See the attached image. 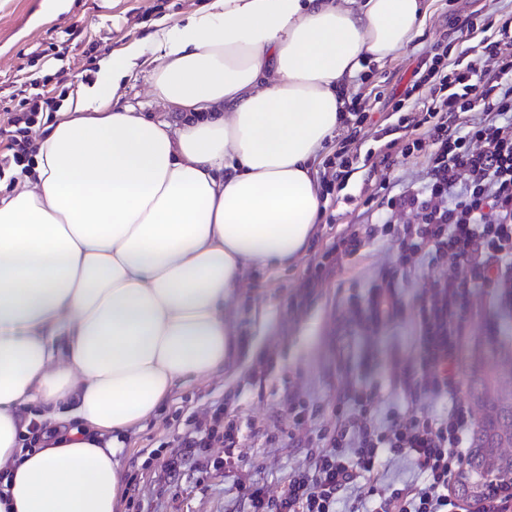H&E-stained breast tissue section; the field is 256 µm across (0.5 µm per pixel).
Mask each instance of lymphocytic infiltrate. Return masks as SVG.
<instances>
[{
  "mask_svg": "<svg viewBox=\"0 0 512 512\" xmlns=\"http://www.w3.org/2000/svg\"><path fill=\"white\" fill-rule=\"evenodd\" d=\"M481 51L449 56L436 44L423 57L404 92L410 106L397 128L425 129L426 140L406 143V152L433 149L425 176L395 187L381 175L378 217L372 224L340 230L315 274L299 285L310 303L340 259L372 239L398 253L397 264H382L341 310L346 334L378 332L405 319L416 325L417 356L393 365L404 398L448 400L445 413L377 406L370 395L345 384L336 400V423L310 428L314 403L288 394L289 440L306 448L308 463L292 471L278 497L256 480L236 481L248 512H457L453 488L469 456L474 417L457 401L459 352L474 330L500 336L512 318V12L486 16ZM34 111L12 112L0 124V177L23 161L15 147L34 124ZM442 274L411 301L401 281L422 266ZM182 452L166 468L178 475L197 462L200 449L223 443L225 464L239 461L245 437L234 419L223 434L197 420L178 435ZM407 460L418 471L409 482L386 478L389 463Z\"/></svg>",
  "mask_w": 512,
  "mask_h": 512,
  "instance_id": "lymphocytic-infiltrate-1",
  "label": "lymphocytic infiltrate"
}]
</instances>
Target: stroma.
<instances>
[{
	"label": "stroma",
	"mask_w": 512,
	"mask_h": 512,
	"mask_svg": "<svg viewBox=\"0 0 512 512\" xmlns=\"http://www.w3.org/2000/svg\"><path fill=\"white\" fill-rule=\"evenodd\" d=\"M212 0H67L64 10L52 8L49 0H0V113L16 109L12 97L28 76L47 78L50 96L74 93L96 80L98 61L119 51L128 42L152 49L160 25L185 21L203 14ZM493 0H431V15L424 32L414 43L382 63L370 66L366 80H353V92L367 98L372 111L360 133L341 127L320 153L316 172L332 157L340 143L356 136L360 151L379 152L385 143L380 129L395 122L394 103L408 85L420 56L439 40H448L452 51L478 46L482 35L472 30L475 15L493 11ZM122 101L148 116L171 124L182 113L156 97L151 70L138 68L122 89ZM366 167L352 175L345 187L331 185L321 200L322 214L313 236L294 262L278 268H258L246 276L235 323L252 339L253 352L273 348L281 368L262 377L257 365L241 370L239 358H231L223 371L207 380L177 387L155 414L139 429L122 439L126 464L125 486L119 512H244L245 504L231 489L224 471V447L214 444L208 453L213 465L206 473L187 469L169 476L166 460L177 452L179 423L209 415L215 402L228 400L237 423L248 439L243 455V473L264 482L270 493H279L292 470L302 467L306 451L288 444V415L282 403L286 386L320 406L316 426L335 423L334 407L346 381L362 380L378 400L399 401L390 372L394 360L415 357V329L411 322L375 336L344 335L337 308L364 285L377 263L392 252L386 242L366 244L357 253L343 257L323 286V295L301 312L290 308L298 280L315 269L327 246L344 224L367 222L364 201ZM376 363L363 370L365 354Z\"/></svg>",
	"instance_id": "35a3bbf8"
}]
</instances>
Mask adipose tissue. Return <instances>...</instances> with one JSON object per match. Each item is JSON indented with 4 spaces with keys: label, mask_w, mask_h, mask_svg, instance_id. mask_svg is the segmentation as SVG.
Masks as SVG:
<instances>
[{
    "label": "adipose tissue",
    "mask_w": 512,
    "mask_h": 512,
    "mask_svg": "<svg viewBox=\"0 0 512 512\" xmlns=\"http://www.w3.org/2000/svg\"><path fill=\"white\" fill-rule=\"evenodd\" d=\"M429 0H212L102 63L0 182V512H115L119 438L223 369L249 268L305 250L352 79ZM180 126L121 104L142 58ZM54 437L25 447L31 420Z\"/></svg>",
    "instance_id": "adipose-tissue-1"
}]
</instances>
